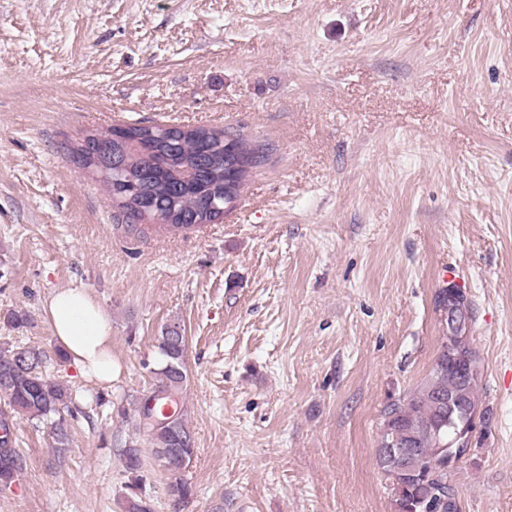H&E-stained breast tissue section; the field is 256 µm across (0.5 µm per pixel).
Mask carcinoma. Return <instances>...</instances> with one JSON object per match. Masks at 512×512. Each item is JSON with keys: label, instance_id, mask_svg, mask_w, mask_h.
Here are the masks:
<instances>
[{"label": "carcinoma", "instance_id": "1", "mask_svg": "<svg viewBox=\"0 0 512 512\" xmlns=\"http://www.w3.org/2000/svg\"><path fill=\"white\" fill-rule=\"evenodd\" d=\"M120 138L112 130L86 135L79 147L82 166L100 171L99 146L110 145L113 163L121 166L115 176L101 175L112 206L126 224L144 220L159 221L176 227L207 224L216 218L210 208L217 205L229 209L240 196L250 169L259 166L270 155L267 144L253 143L224 129L165 128L124 124ZM436 307L448 305L472 319L470 302L459 288L441 289ZM160 356L157 369L160 383L150 399L170 402L174 410L175 429L149 428V443L155 460L162 462L161 448H174L193 459L195 438L188 426L183 394L188 381L186 366L187 338L177 341L162 331L156 338ZM466 362L475 374L471 383L459 380L458 366ZM43 354L25 345L0 348V385L8 381L5 400L13 412L50 425V437L57 456L69 448L72 421L81 413L71 390L43 374ZM480 372L470 336L448 330L429 373L411 392L391 401L382 411L380 441L376 461L392 484L396 512H460L458 493L448 483V451L443 446L455 436L448 425V397L459 403L462 418L457 425L474 416L485 417L478 398ZM397 442L410 450L416 464L400 471L383 454V449ZM122 456L126 471L133 475L130 488H137L135 473L142 466L137 444L132 442ZM439 467H426L432 460ZM21 470V458L10 434L0 438V484L9 485ZM169 496L181 501L192 494L190 483L167 469Z\"/></svg>", "mask_w": 512, "mask_h": 512}]
</instances>
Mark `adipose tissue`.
<instances>
[{"instance_id":"1","label":"adipose tissue","mask_w":512,"mask_h":512,"mask_svg":"<svg viewBox=\"0 0 512 512\" xmlns=\"http://www.w3.org/2000/svg\"><path fill=\"white\" fill-rule=\"evenodd\" d=\"M45 313L56 345L81 375L111 383L119 372L112 359V324L89 293L82 288L53 291Z\"/></svg>"}]
</instances>
